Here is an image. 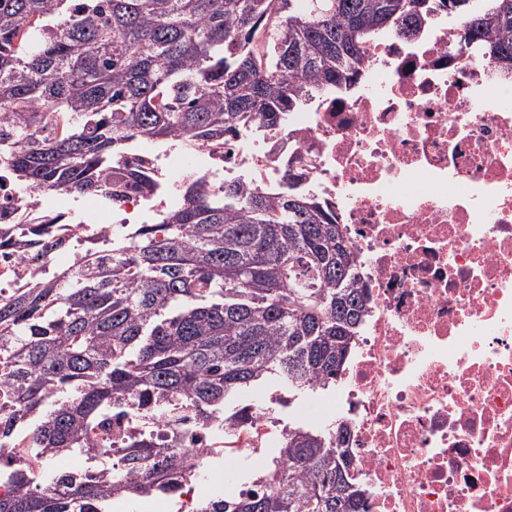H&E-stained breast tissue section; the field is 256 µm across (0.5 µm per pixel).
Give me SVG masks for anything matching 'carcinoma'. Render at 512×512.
Here are the masks:
<instances>
[{
    "label": "carcinoma",
    "mask_w": 512,
    "mask_h": 512,
    "mask_svg": "<svg viewBox=\"0 0 512 512\" xmlns=\"http://www.w3.org/2000/svg\"><path fill=\"white\" fill-rule=\"evenodd\" d=\"M468 38L512 70V0H449ZM432 0H0V166L21 190L115 206L157 187L124 165L129 142L218 145L356 78L385 30L416 31ZM276 198L197 177L151 224L89 241L74 268L0 296V445L29 431L38 457L0 512H112L110 499L177 493L189 448L139 434L104 481L53 459L107 436L112 413L171 425L219 411L246 424L242 392L275 380L326 389L367 312L336 212L300 188ZM26 246H56L52 225ZM347 425L288 426L259 488L196 512H361Z\"/></svg>",
    "instance_id": "cac0c4a2"
}]
</instances>
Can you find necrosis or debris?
Returning a JSON list of instances; mask_svg holds the SVG:
<instances>
[{
    "label": "necrosis or debris",
    "mask_w": 512,
    "mask_h": 512,
    "mask_svg": "<svg viewBox=\"0 0 512 512\" xmlns=\"http://www.w3.org/2000/svg\"><path fill=\"white\" fill-rule=\"evenodd\" d=\"M361 76L270 128L256 120L176 167L162 150L128 154L153 167L152 202L128 193L131 215L173 205V175L238 182L275 197L289 169L336 212L359 256L369 309L334 406L348 426L352 475L365 512H512V72L502 71L449 8L411 37L371 42ZM21 193L0 181V230L22 232ZM59 262L0 250V292L51 279ZM113 418V449L77 465L106 474L108 456L137 432ZM231 431L248 457L281 445L271 410L240 428H159L170 448L214 447Z\"/></svg>",
    "instance_id": "1"
}]
</instances>
